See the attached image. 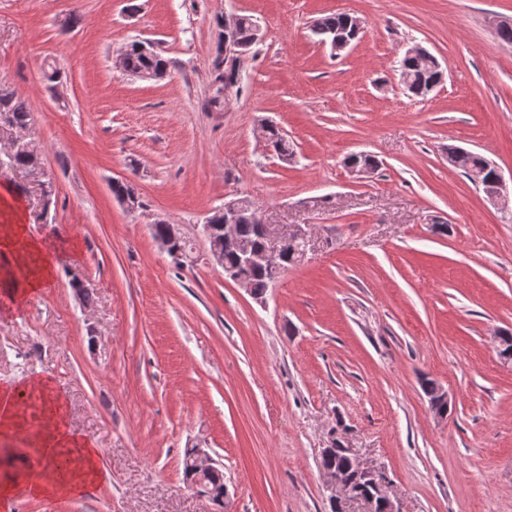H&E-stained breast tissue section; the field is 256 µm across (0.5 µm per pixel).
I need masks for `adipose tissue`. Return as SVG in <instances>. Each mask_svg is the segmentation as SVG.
Instances as JSON below:
<instances>
[{
    "label": "adipose tissue",
    "mask_w": 512,
    "mask_h": 512,
    "mask_svg": "<svg viewBox=\"0 0 512 512\" xmlns=\"http://www.w3.org/2000/svg\"><path fill=\"white\" fill-rule=\"evenodd\" d=\"M0 258L23 262L25 275L0 277V289L10 298L23 300L52 284L55 262L44 243L28 233L22 220L0 226ZM38 395L37 410L45 422L40 435V453L49 473L38 480L17 474L0 483V500L13 497L17 489L29 494H75L87 484L105 479L98 464L99 450L70 429L62 403L54 394L51 378L41 377L21 385L0 387V434L9 435L28 423V411L20 400L29 392Z\"/></svg>",
    "instance_id": "ef3b65f1"
}]
</instances>
